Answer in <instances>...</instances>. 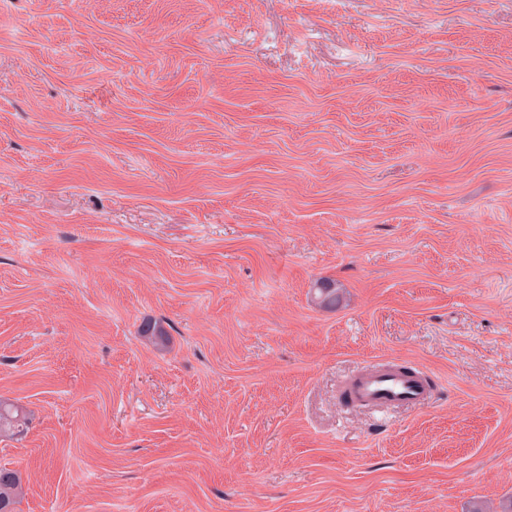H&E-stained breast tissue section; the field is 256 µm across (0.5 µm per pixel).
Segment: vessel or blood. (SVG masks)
I'll return each instance as SVG.
<instances>
[{
  "instance_id": "vessel-or-blood-1",
  "label": "vessel or blood",
  "mask_w": 512,
  "mask_h": 512,
  "mask_svg": "<svg viewBox=\"0 0 512 512\" xmlns=\"http://www.w3.org/2000/svg\"><path fill=\"white\" fill-rule=\"evenodd\" d=\"M343 394L357 406L385 414L432 398L428 375L400 367L396 362H373L364 366L344 386Z\"/></svg>"
}]
</instances>
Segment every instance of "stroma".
<instances>
[{
	"label": "stroma",
	"mask_w": 512,
	"mask_h": 512,
	"mask_svg": "<svg viewBox=\"0 0 512 512\" xmlns=\"http://www.w3.org/2000/svg\"><path fill=\"white\" fill-rule=\"evenodd\" d=\"M0 399L15 512L512 497V0H0ZM359 407L387 414L391 410L432 399L428 375L400 367L396 362H373L354 375L342 390ZM28 418L23 409L14 403L0 400V436L17 434L24 430Z\"/></svg>",
	"instance_id": "1"
}]
</instances>
